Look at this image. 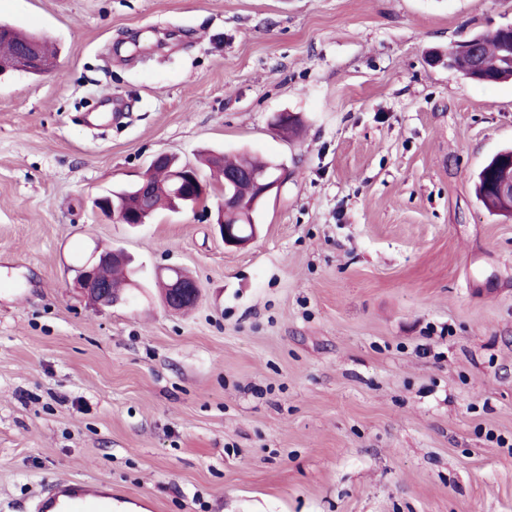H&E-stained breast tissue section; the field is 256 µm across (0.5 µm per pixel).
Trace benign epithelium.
I'll return each mask as SVG.
<instances>
[{
  "mask_svg": "<svg viewBox=\"0 0 512 512\" xmlns=\"http://www.w3.org/2000/svg\"><path fill=\"white\" fill-rule=\"evenodd\" d=\"M459 56L468 57L473 68H479V50L474 41L467 39L448 48V63H453L454 59ZM18 61L29 72L38 75L48 69V63L41 57L39 47L34 42L21 47ZM284 178L285 174L281 172L279 166L263 172H253L248 169L224 171V201L220 205L216 220L224 245L241 246L256 235V226L254 225L245 232L239 225L228 223L230 213L237 212L242 207V202L238 200L235 193L236 185L240 182H249L253 185L255 197L251 201V205L256 208L282 185ZM179 179V185L171 192L172 204L177 212L188 208L191 196L206 191L197 169L191 165L181 170ZM133 190L137 197L135 203L130 207L115 209L112 207V203L99 196L93 201L94 208L102 216L113 219L119 224L130 226L144 224L149 216L147 204L152 192L148 176H143L140 182L133 185ZM495 192L503 201L512 202V158L502 167L496 181ZM129 260L130 257L121 250L102 252L95 249L82 266L74 269V286L94 306L110 307L118 303L120 297L112 293L109 281L103 277V270L114 263H125ZM171 273L172 276L168 277L166 281L164 305L172 311H180L193 306L200 295L199 284L177 268L171 269Z\"/></svg>",
  "mask_w": 512,
  "mask_h": 512,
  "instance_id": "1",
  "label": "benign epithelium"
}]
</instances>
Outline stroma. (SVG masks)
<instances>
[{
  "instance_id": "1",
  "label": "stroma",
  "mask_w": 512,
  "mask_h": 512,
  "mask_svg": "<svg viewBox=\"0 0 512 512\" xmlns=\"http://www.w3.org/2000/svg\"><path fill=\"white\" fill-rule=\"evenodd\" d=\"M54 68L0 77V512L68 477L153 512H512V217L476 198L512 81L448 68L512 0H0ZM302 119L298 137L271 126ZM282 165L257 238L92 200L152 160ZM143 269L98 309L91 248ZM178 266L197 304L152 283ZM170 273L176 275L167 278L163 296L164 305L172 311L193 306L200 295L199 284L177 268L170 269Z\"/></svg>"
}]
</instances>
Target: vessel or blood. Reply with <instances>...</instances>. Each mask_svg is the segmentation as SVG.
Here are the masks:
<instances>
[{"mask_svg":"<svg viewBox=\"0 0 512 512\" xmlns=\"http://www.w3.org/2000/svg\"><path fill=\"white\" fill-rule=\"evenodd\" d=\"M112 489L58 478L34 500L35 512H113Z\"/></svg>","mask_w":512,"mask_h":512,"instance_id":"b4317fda","label":"vessel or blood"}]
</instances>
